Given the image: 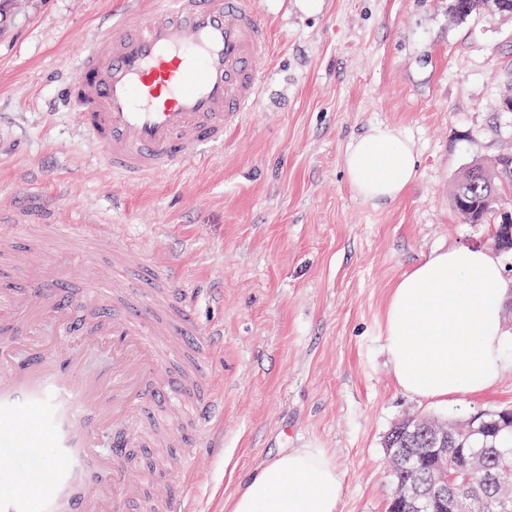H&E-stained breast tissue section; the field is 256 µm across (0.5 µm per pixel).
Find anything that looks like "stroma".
<instances>
[{"label": "stroma", "mask_w": 512, "mask_h": 512, "mask_svg": "<svg viewBox=\"0 0 512 512\" xmlns=\"http://www.w3.org/2000/svg\"><path fill=\"white\" fill-rule=\"evenodd\" d=\"M128 0H7L0 8V206L109 224L147 257L177 260L203 324L224 328L211 369L224 450L186 465L203 512L225 507L284 448H322L344 479L337 512H386L384 439L412 415L454 420L512 407L493 390L446 405L396 384L383 348L392 285L451 246L494 249L462 223L453 185L512 146V15L456 18L451 0H257L272 33L264 84L221 150L128 181L99 160L60 79ZM383 123L409 136L415 181L374 207L349 188L352 139Z\"/></svg>", "instance_id": "1"}]
</instances>
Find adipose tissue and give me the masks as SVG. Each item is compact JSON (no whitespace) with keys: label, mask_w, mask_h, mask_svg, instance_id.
<instances>
[{"label":"adipose tissue","mask_w":512,"mask_h":512,"mask_svg":"<svg viewBox=\"0 0 512 512\" xmlns=\"http://www.w3.org/2000/svg\"><path fill=\"white\" fill-rule=\"evenodd\" d=\"M413 141L375 124L355 139L345 173L356 196L380 206L398 200L417 175ZM508 288L499 257L468 246L431 252L392 286L384 348L397 386L432 402L479 395L508 360L502 304ZM343 476L321 448L271 457L231 499L228 512H336Z\"/></svg>","instance_id":"ef3b65f1"}]
</instances>
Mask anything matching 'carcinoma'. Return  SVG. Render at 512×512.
Masks as SVG:
<instances>
[{"mask_svg": "<svg viewBox=\"0 0 512 512\" xmlns=\"http://www.w3.org/2000/svg\"><path fill=\"white\" fill-rule=\"evenodd\" d=\"M463 19L480 11L491 10L512 14V0H459ZM512 188V152L507 151L487 164L476 161L458 178L452 190V201L465 224H492L499 228L500 207L506 205L505 189ZM486 420L494 425L471 435L465 442L464 453L448 454V472L456 475L448 487L474 498H486L489 493L504 496L512 482V410L497 409ZM384 444L395 448H417L419 442L403 425L396 424L385 437ZM400 497L399 512H410L413 490L438 484L439 470L429 463L414 473L399 459L390 465Z\"/></svg>", "mask_w": 512, "mask_h": 512, "instance_id": "obj_1", "label": "carcinoma"}]
</instances>
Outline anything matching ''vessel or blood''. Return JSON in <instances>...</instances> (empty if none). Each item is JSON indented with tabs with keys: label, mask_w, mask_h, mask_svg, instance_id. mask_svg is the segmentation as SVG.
<instances>
[{
	"label": "vessel or blood",
	"mask_w": 512,
	"mask_h": 512,
	"mask_svg": "<svg viewBox=\"0 0 512 512\" xmlns=\"http://www.w3.org/2000/svg\"><path fill=\"white\" fill-rule=\"evenodd\" d=\"M269 43L255 0H130L96 29L62 99L114 174L166 173L223 147L262 89ZM0 225L20 281L0 289V458L24 467L0 468V512H198L189 483L166 478L216 445L224 401L210 361L223 331L198 322L181 268L104 224L0 209ZM103 238L110 261L75 249ZM79 259L112 315L89 314L92 298L47 273ZM129 448L151 449L154 489Z\"/></svg>",
	"instance_id": "obj_1"
}]
</instances>
